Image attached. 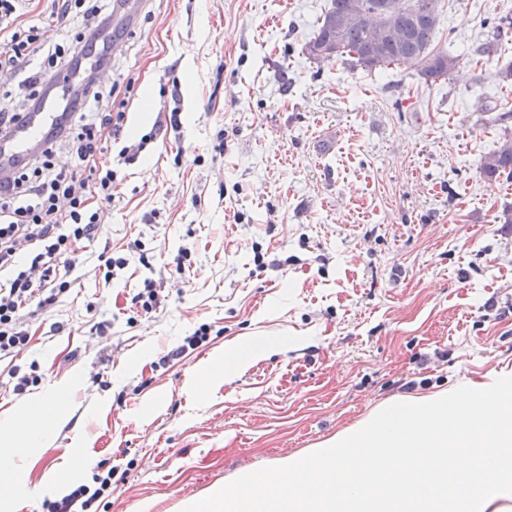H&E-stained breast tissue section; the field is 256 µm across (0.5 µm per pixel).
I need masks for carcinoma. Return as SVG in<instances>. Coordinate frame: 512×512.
I'll list each match as a JSON object with an SVG mask.
<instances>
[{
	"instance_id": "obj_1",
	"label": "carcinoma",
	"mask_w": 512,
	"mask_h": 512,
	"mask_svg": "<svg viewBox=\"0 0 512 512\" xmlns=\"http://www.w3.org/2000/svg\"><path fill=\"white\" fill-rule=\"evenodd\" d=\"M378 0H330V6L317 20L312 36L302 53L314 59L315 48L325 44L336 47L335 60L348 61L367 70L393 66H414L427 81L446 77L455 68L458 57L433 46L442 14L441 0H406L407 6L388 22L382 32L369 22L343 24L353 11L370 13ZM512 28V16L500 17L492 37L482 44L480 53L497 55L503 48L504 31ZM480 172L489 181L503 175L512 178V139L485 156Z\"/></svg>"
}]
</instances>
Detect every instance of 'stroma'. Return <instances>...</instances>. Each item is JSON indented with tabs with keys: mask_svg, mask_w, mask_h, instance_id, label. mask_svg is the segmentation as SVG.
<instances>
[{
	"mask_svg": "<svg viewBox=\"0 0 512 512\" xmlns=\"http://www.w3.org/2000/svg\"><path fill=\"white\" fill-rule=\"evenodd\" d=\"M328 6L147 0L133 22L113 17L103 36L124 50L112 104L130 137L164 131L118 165L69 293L0 359V383L14 367L41 377L0 391V418L68 384L44 446L0 475L1 504L16 488L20 512H43L46 472L73 488L107 462L112 494L97 512H182L380 402L512 371V230L496 221L512 179L480 172L507 130L478 109H512V82L497 76L512 33L501 55L476 52L512 0H445L434 44L459 62L437 81L307 59ZM148 280L160 290L149 313L132 302ZM202 326L206 341L186 347ZM263 333L286 346L208 378L210 355Z\"/></svg>",
	"mask_w": 512,
	"mask_h": 512,
	"instance_id": "35a3bbf8",
	"label": "stroma"
}]
</instances>
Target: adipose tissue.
I'll return each instance as SVG.
<instances>
[{
    "label": "adipose tissue",
    "mask_w": 512,
    "mask_h": 512,
    "mask_svg": "<svg viewBox=\"0 0 512 512\" xmlns=\"http://www.w3.org/2000/svg\"><path fill=\"white\" fill-rule=\"evenodd\" d=\"M281 345V340L272 336L225 343L224 353L212 373L232 377L253 359L269 354ZM63 404L62 395L57 392L50 398L24 403L15 408L12 417L0 421L1 474L13 473L17 461L28 459L34 448L43 446L46 433L42 423L45 419L60 416Z\"/></svg>",
    "instance_id": "obj_1"
}]
</instances>
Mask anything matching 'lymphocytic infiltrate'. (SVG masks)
<instances>
[{
  "instance_id": "1",
  "label": "lymphocytic infiltrate",
  "mask_w": 512,
  "mask_h": 512,
  "mask_svg": "<svg viewBox=\"0 0 512 512\" xmlns=\"http://www.w3.org/2000/svg\"><path fill=\"white\" fill-rule=\"evenodd\" d=\"M60 2L63 13L83 17L84 26L72 37L55 40L46 26L18 24L17 0H0V33L8 36L0 49V74L15 73L31 54L42 55L37 72L23 83V109L0 107V139L10 135L24 112L39 111L48 101L52 87L43 81V74L74 71L112 17V0ZM103 98V87L95 77L75 80L62 95V122L47 130L33 161L0 179V269L11 272L0 284V357H13L25 349L29 341L25 317L36 316L69 289L62 275L75 270L77 245L94 238L103 224V211L91 201L111 197L117 179L111 162L102 158L109 140L122 141L118 156L131 164L155 139L148 133L140 140L123 142L125 115L101 110ZM60 143L73 157L72 167H56L55 148ZM113 472L110 466L98 469L91 484L45 502L46 512H92L111 495Z\"/></svg>"
}]
</instances>
